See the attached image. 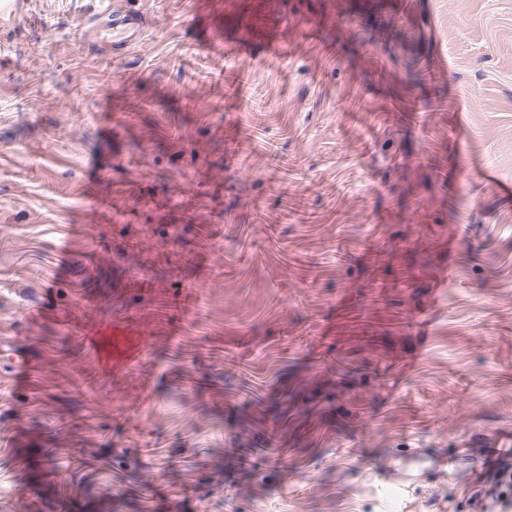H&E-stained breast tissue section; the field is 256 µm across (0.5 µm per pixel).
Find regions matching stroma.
<instances>
[{"label": "stroma", "instance_id": "obj_1", "mask_svg": "<svg viewBox=\"0 0 512 512\" xmlns=\"http://www.w3.org/2000/svg\"><path fill=\"white\" fill-rule=\"evenodd\" d=\"M131 2L144 34L107 65L103 0L0 21V493L467 512L512 467V0ZM221 56L260 119L203 77ZM47 448L95 481L49 475Z\"/></svg>", "mask_w": 512, "mask_h": 512}]
</instances>
